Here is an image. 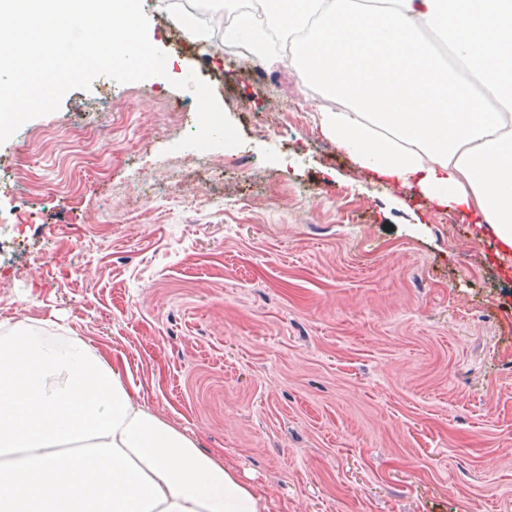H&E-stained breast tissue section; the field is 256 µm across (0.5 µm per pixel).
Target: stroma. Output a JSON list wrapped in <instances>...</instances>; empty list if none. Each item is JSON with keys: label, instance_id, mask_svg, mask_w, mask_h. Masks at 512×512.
<instances>
[{"label": "stroma", "instance_id": "obj_1", "mask_svg": "<svg viewBox=\"0 0 512 512\" xmlns=\"http://www.w3.org/2000/svg\"><path fill=\"white\" fill-rule=\"evenodd\" d=\"M143 10L165 75L98 76L0 144V333L83 337L267 512H512V262L338 150L285 55ZM192 70L238 156L173 151Z\"/></svg>", "mask_w": 512, "mask_h": 512}]
</instances>
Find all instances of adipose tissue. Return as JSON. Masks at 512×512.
Instances as JSON below:
<instances>
[{"instance_id":"adipose-tissue-1","label":"adipose tissue","mask_w":512,"mask_h":512,"mask_svg":"<svg viewBox=\"0 0 512 512\" xmlns=\"http://www.w3.org/2000/svg\"><path fill=\"white\" fill-rule=\"evenodd\" d=\"M224 51L297 37L301 76L343 100L321 133L365 171L474 216L512 248V0H258ZM78 336L0 337V512H264Z\"/></svg>"}]
</instances>
